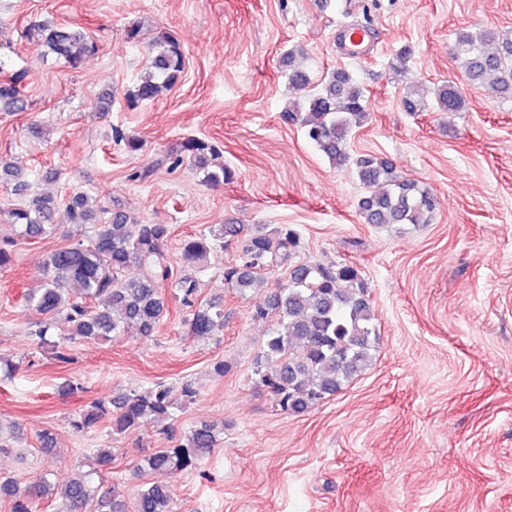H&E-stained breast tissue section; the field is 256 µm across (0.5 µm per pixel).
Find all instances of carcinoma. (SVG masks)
<instances>
[{
  "instance_id": "obj_1",
  "label": "carcinoma",
  "mask_w": 512,
  "mask_h": 512,
  "mask_svg": "<svg viewBox=\"0 0 512 512\" xmlns=\"http://www.w3.org/2000/svg\"><path fill=\"white\" fill-rule=\"evenodd\" d=\"M49 51L73 69L95 51L92 39L80 31L51 22L36 25ZM455 58L467 82L512 99V34L489 29H461L456 34ZM288 82L297 87L311 83L309 71L296 53L284 59ZM185 68L180 42L163 32L151 44L149 63L126 95L128 107L156 99L173 87ZM23 75L0 79V107L9 112L27 108L21 88ZM424 89L406 88L402 105L416 112L424 104ZM439 112H460L465 100L459 88L444 82L433 92ZM288 120L300 124L305 135L337 168L354 170L365 193L358 209L369 224L393 227L432 222L437 210L435 193L423 183L400 175L390 160L371 154H354L348 140L353 129L368 116L365 90L344 69L318 80L317 91L285 109ZM215 146L188 139L179 154L167 157L177 168L187 162L203 180L228 183L233 173L216 165ZM0 184L12 192L27 191L26 172L0 158ZM23 239L43 238L60 224L93 225L87 242L77 241L52 251L39 283L24 293V300L41 320L29 335L37 349H50L60 361L68 360L67 342L108 340L129 331L150 337L167 311L160 285H174L184 310L188 334L214 336L224 328V312L197 301L198 279L190 269L207 262L224 244L239 245L238 259L224 266V285L242 296L258 295L253 318L270 323L253 360L256 383L275 404L291 415L308 413L336 396L369 370L379 345L377 315L361 271L350 264H324L305 255L302 239L290 224H214L185 240L182 259L189 268L175 267L163 251L170 228L166 224H142L121 209L108 210L85 192L76 191L64 202L50 195H35L5 211ZM279 269L275 287L268 273ZM196 390L186 382L174 389L156 385L119 396L105 405L93 402L73 422L86 431L111 416L117 434L133 432L148 423H161L176 406L193 400ZM218 442L216 427L201 424L183 442L143 459L151 471L192 469ZM113 449L98 448L94 468L88 474L62 482L49 474L20 488L16 479L0 477V497L10 499L13 512H32L41 498L55 494L61 500L57 512H79L94 503L93 512H173L171 491L153 483L139 489L127 507L117 484L103 487L111 469Z\"/></svg>"
}]
</instances>
